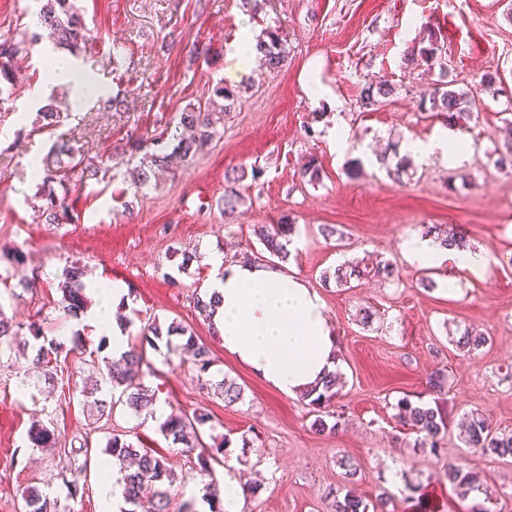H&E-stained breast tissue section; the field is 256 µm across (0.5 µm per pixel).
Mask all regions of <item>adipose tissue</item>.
Segmentation results:
<instances>
[{
	"instance_id": "adipose-tissue-1",
	"label": "adipose tissue",
	"mask_w": 512,
	"mask_h": 512,
	"mask_svg": "<svg viewBox=\"0 0 512 512\" xmlns=\"http://www.w3.org/2000/svg\"><path fill=\"white\" fill-rule=\"evenodd\" d=\"M51 84L70 90L73 111H81L99 85L83 76L68 58L51 59ZM408 261L423 267L449 262L457 269L478 272L483 256L469 249H445L431 239L414 238L404 244ZM215 269L209 285L221 303L213 315L224 348L281 394L300 395L325 373L335 372L336 339L318 293L298 277L264 262H228L211 256ZM104 303L84 314L87 322L112 334V354L127 346V331L108 318L110 308L129 304L127 289H102Z\"/></svg>"
}]
</instances>
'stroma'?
I'll return each instance as SVG.
<instances>
[{"instance_id":"obj_1","label":"stroma","mask_w":512,"mask_h":512,"mask_svg":"<svg viewBox=\"0 0 512 512\" xmlns=\"http://www.w3.org/2000/svg\"><path fill=\"white\" fill-rule=\"evenodd\" d=\"M260 2L251 14L240 0H77L87 27L77 62L103 83L106 98H124L118 112L105 108V98L71 111L66 90L49 83V40L20 57L14 93L0 102V252L18 250L24 260L0 261V308L17 323L43 321L46 335L63 343L81 333L86 351L70 355L66 366L90 383L100 377L98 331L58 309V284L69 266L84 267L87 287L127 288L128 318L193 330L218 361L208 383L181 362L177 336L166 355L147 350L144 381L168 412L211 416L225 460L262 485L259 494L247 495L242 512H333L339 488L367 501L385 490L392 512H413L407 499L413 484L427 486L434 512H468L483 494L461 500L439 480L440 463L415 448L417 435L399 422L395 405L405 396L422 401L452 423L476 410L493 428L512 431V171L499 169L495 153L512 120V0ZM36 10L35 0H0V43L37 31ZM270 25L286 45L283 67L256 66L239 76L236 45ZM430 29L445 40L446 71L408 59ZM382 79L392 95L364 107L363 87ZM442 80L480 100L478 119L460 132L468 151L458 161L439 154L414 159L408 179L394 182L376 155L392 143L426 142L446 132L439 117L420 107ZM220 86L240 97L212 142L176 174L136 191L142 156L134 145L179 135L182 112L207 105ZM50 90L65 118L44 127L30 99ZM308 125L315 138L306 137ZM336 130L347 134V149H338ZM60 138L114 171L92 188L70 189L72 221L46 224L31 162ZM311 155L322 167L314 185L300 176ZM356 166L362 174L354 179ZM239 167L261 175L245 203L228 214L224 174ZM283 220L296 226L286 268L319 293L337 339L343 386L335 405L345 421L333 435L312 430L307 400L280 394L225 351L194 306L211 281V254L230 261L247 248L261 251L256 228ZM326 224L336 227L335 236L322 235ZM432 224L463 236L485 254L486 266L471 274L441 264L436 288H423L422 269L406 260L403 243ZM367 254L392 263L393 276L350 290L321 282L322 271ZM365 310L374 315L366 326L359 322ZM468 328L490 336L491 344L458 349ZM34 356L33 348L15 349L0 361V512H19L26 487L59 498L71 512H99L93 471L63 473L60 451L86 440L92 462H99L115 431L130 432L141 447L167 458L179 478L173 506L189 502L204 512L205 479L194 456L161 435L159 419L120 407L100 415L95 402L109 398L105 386L89 401L75 389L66 395L48 382L30 384ZM438 370L448 378L444 398L428 385ZM224 378L242 387V400L228 404L217 394L215 384ZM37 420L50 429L56 450L31 447L28 431ZM443 446L445 462L475 472L492 492V512H512V463L465 447L453 433ZM343 455L357 469L353 479L337 464ZM72 481L84 486V495L70 497Z\"/></svg>"}]
</instances>
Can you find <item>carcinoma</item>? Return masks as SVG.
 <instances>
[{
	"label": "carcinoma",
	"mask_w": 512,
	"mask_h": 512,
	"mask_svg": "<svg viewBox=\"0 0 512 512\" xmlns=\"http://www.w3.org/2000/svg\"><path fill=\"white\" fill-rule=\"evenodd\" d=\"M39 24L49 32L53 47L72 54L81 50L85 43V22L81 9L74 0H40ZM40 34L23 33L20 40L13 43H0V97L9 92L18 80L15 59L26 51V45L36 44ZM428 45L418 49V55L425 58L430 67H444V44L433 31H428ZM256 56L266 68L277 70L283 66L286 49L280 36L279 28L267 27L262 37L256 40ZM393 88L386 80L371 83L362 89L361 103L363 106H373L383 98L389 97ZM422 107L437 116L444 117L450 126L461 128L474 118L479 117L478 103L474 95L455 90L435 88L428 97L422 99ZM221 117L200 106L187 109L181 113L180 123L190 131V136L181 139L175 146L158 140L155 149L146 157V163L140 166L138 176L139 186L150 182L151 175L157 171L169 173L177 170L179 165L187 161L197 152L203 150L214 138L217 124ZM387 175L395 181H401L407 174V159L401 157L390 161L389 155L381 154L377 158ZM37 171L43 173L41 196L42 204L39 214L47 224H63L72 220L66 197L59 196L53 184L60 186H85L91 180L98 179L101 166L84 160H74L73 149L66 140L56 141L48 154L37 163ZM321 166L317 157L311 155L301 169V177L310 184L320 181ZM260 171L245 170L225 173L226 187L224 189V211H234L245 202L240 183L247 177L257 179ZM296 232V225L282 222L280 224L263 225L257 229V236L264 246L265 252L281 264L288 263L290 258L291 237ZM426 234L433 237L443 248H466V241L460 235L450 233L438 224L428 228ZM392 273L391 264L379 260L372 262L367 258L357 259L349 264L339 265L334 271L323 272L324 281H334L340 288L351 287V282L361 281ZM84 270L79 266L70 267L60 285L62 292L63 316L79 318L89 306L86 285L83 281ZM22 327L11 322L0 306V355L6 339L21 335ZM28 332L38 348L34 357L35 364L44 368L45 375L53 378L57 370L56 363L63 354L64 344L54 338H48L42 324L34 321L28 325ZM184 338V348L192 354V366L198 376L210 372L216 365V360L210 347L197 340L194 332L169 324L164 327L156 320H151L140 328L134 342L128 344V349L118 358L105 357L102 359L106 374L104 383L111 386V393L118 394L116 403L123 405L127 411L135 415L151 416L157 403V394L144 383L142 366L145 364L144 345L158 348V342L166 340L171 343V337ZM490 338L464 331L457 346L469 351L477 350L488 344ZM341 383V377L331 373L327 375L320 388L306 391L304 398L309 400L314 420L311 428L316 433L332 434L341 425L340 415L330 409L336 396V387ZM224 401L231 404L242 399L243 389L232 380L223 379L217 383ZM398 416L411 429L419 433L418 447L427 448L437 454L441 450V441L448 432V421L439 408L424 404H415L409 398L403 397L397 402ZM209 423L205 414H195L188 417L185 414H171L159 426L164 438L174 444H182L196 452L194 468L206 474L209 482L203 485V499L209 505L210 512H224V500L221 497V485L213 476L212 462L224 453V443L206 444L202 439L201 428ZM29 440L37 448H50V433L44 426L33 427L29 431ZM461 440L469 448H474L484 455L499 458H512V433L497 432L492 429L488 419L474 411L468 417L463 429ZM103 454L119 462L124 488L125 500L136 506L141 500L150 498L155 503L154 512H170L172 487L175 476L171 468L164 462L163 457L152 448H140L133 444L126 435L114 433L108 438ZM445 476L451 490L460 499L468 498L471 493L482 490L478 476L459 467H449ZM24 512H68V508L57 499H51L35 488L22 491ZM385 508V502L379 501L371 506L361 497L346 492L336 496L334 512H377Z\"/></svg>",
	"instance_id": "cac0c4a2"
}]
</instances>
